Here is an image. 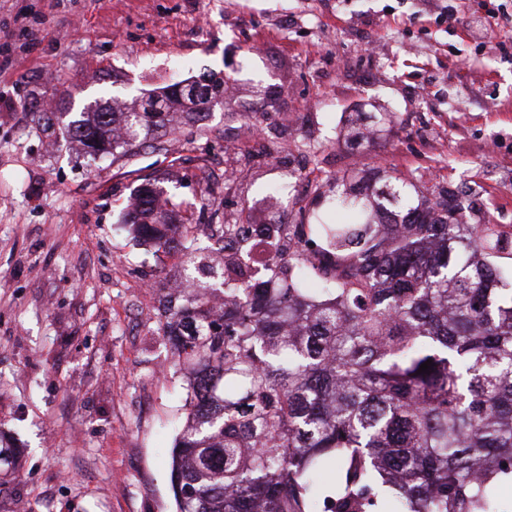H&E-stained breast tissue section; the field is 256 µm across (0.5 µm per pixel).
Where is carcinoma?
Returning <instances> with one entry per match:
<instances>
[{
	"label": "carcinoma",
	"mask_w": 512,
	"mask_h": 512,
	"mask_svg": "<svg viewBox=\"0 0 512 512\" xmlns=\"http://www.w3.org/2000/svg\"><path fill=\"white\" fill-rule=\"evenodd\" d=\"M208 110L174 83L140 112L97 103L65 132L92 159L126 157L149 140L163 149L155 133L174 113ZM162 182L143 177L125 216L159 247L171 224L158 200L179 207ZM332 183L326 202L349 221L294 225L302 250L272 257L261 284L245 248L218 270L182 225L192 282L166 300L162 326L189 373L178 512H374L389 489L399 512H496L490 490L512 476V269L499 264L512 225L385 168Z\"/></svg>",
	"instance_id": "carcinoma-1"
}]
</instances>
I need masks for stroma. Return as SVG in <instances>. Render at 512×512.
<instances>
[{
  "label": "stroma",
  "instance_id": "35a3bbf8",
  "mask_svg": "<svg viewBox=\"0 0 512 512\" xmlns=\"http://www.w3.org/2000/svg\"><path fill=\"white\" fill-rule=\"evenodd\" d=\"M447 3L450 25L426 0H0V439L17 450L0 512L176 510L187 386L160 311L187 255L181 235L158 251L123 224L139 176L179 161L175 220L202 240L214 224L335 222L326 178L378 167L461 187L512 225V0L491 27L471 0ZM210 71L235 92L203 121L175 117L160 152L90 160L39 110L126 112ZM364 111L390 113V131L349 139ZM251 112L226 151V120ZM292 168L310 189L273 215L265 196Z\"/></svg>",
  "mask_w": 512,
  "mask_h": 512
}]
</instances>
